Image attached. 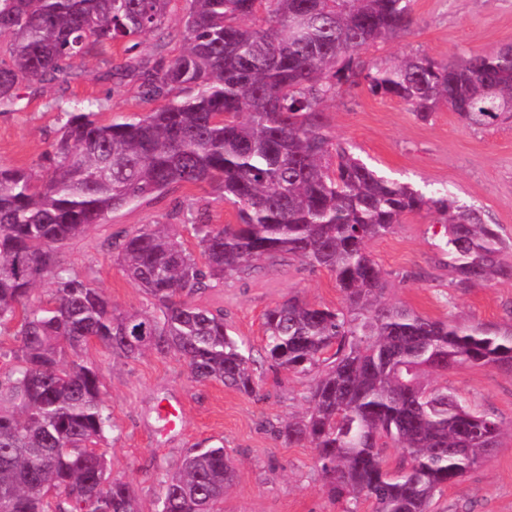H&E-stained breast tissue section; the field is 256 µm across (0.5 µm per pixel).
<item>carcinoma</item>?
Here are the masks:
<instances>
[{
    "instance_id": "cac0c4a2",
    "label": "carcinoma",
    "mask_w": 512,
    "mask_h": 512,
    "mask_svg": "<svg viewBox=\"0 0 512 512\" xmlns=\"http://www.w3.org/2000/svg\"><path fill=\"white\" fill-rule=\"evenodd\" d=\"M171 0H0V106L20 85L80 76L92 44L125 43L103 73L139 82L162 106L109 123L66 112L46 170L0 165V512H137L130 484L107 474L97 445L112 429L91 340L132 359L179 355L197 382L256 393L251 354L224 310L186 300L277 254L333 273L346 310L290 297L263 317L273 365L317 374L308 412L278 430L310 442L346 512H431L436 494L486 456L499 422L432 376L463 363L512 370V319L502 325L436 320L383 302L386 273L368 242L427 210L444 219L448 267L459 288L512 278L497 224L448 190L424 192L378 175L333 141L324 104L367 85L426 121L446 106L470 128L512 119V45L442 63L411 56L380 68L357 52L410 30V0H189L179 54L145 58L163 36ZM267 15L266 26L245 21ZM206 184L238 223L191 225L203 263L173 224H144L115 244L125 275L156 313L119 312L89 280L57 264V250L118 209L176 184ZM47 300L33 302L39 283ZM150 336L128 343L126 336ZM398 447L399 464L386 450ZM236 470L224 446L192 448L167 475L159 512H220Z\"/></svg>"
}]
</instances>
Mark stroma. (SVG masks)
<instances>
[{"label": "stroma", "mask_w": 512, "mask_h": 512, "mask_svg": "<svg viewBox=\"0 0 512 512\" xmlns=\"http://www.w3.org/2000/svg\"><path fill=\"white\" fill-rule=\"evenodd\" d=\"M186 0H171L164 39L142 37L146 56H173L184 47ZM408 34L363 48L361 60L389 66L406 56L428 55L448 62L471 52L512 44V0H413ZM122 43L94 47L84 57L83 76L66 85L21 88L13 105L0 107V164L37 169L56 137L62 114L99 112L102 122L144 115L135 80L103 79ZM328 131L353 148L379 174L414 187L448 189L462 203L480 208L512 240V120L487 129L467 127L440 110L420 120L399 100L366 89L341 92L327 102ZM210 223H236V211L208 185L180 184L162 195L112 212L57 257L69 273L90 279L124 312L153 313L148 296L123 273L112 241L145 224L180 225L182 241L197 251L190 226L197 212ZM443 222L429 211L407 214L392 233L368 245L387 273L385 298L433 319L497 324L512 316V281L459 288L448 266ZM296 295L319 307L340 309L343 296L334 274L283 255L262 260L223 284L193 296L194 304L224 310L230 334L249 347L258 390L247 396L219 382H195L181 358L148 351L117 358L98 343L83 352L102 374L103 399L114 429L100 449L112 477L129 482L139 512H157L162 483L196 445L223 446L236 466L223 512H345L346 502L329 491L310 444H286L277 428L305 414L312 376L277 371L263 359V315ZM477 411L501 422L500 444L464 478L435 497L433 512H512V371L463 364L439 376ZM177 407L181 420L164 426L159 401Z\"/></svg>", "instance_id": "35a3bbf8"}]
</instances>
